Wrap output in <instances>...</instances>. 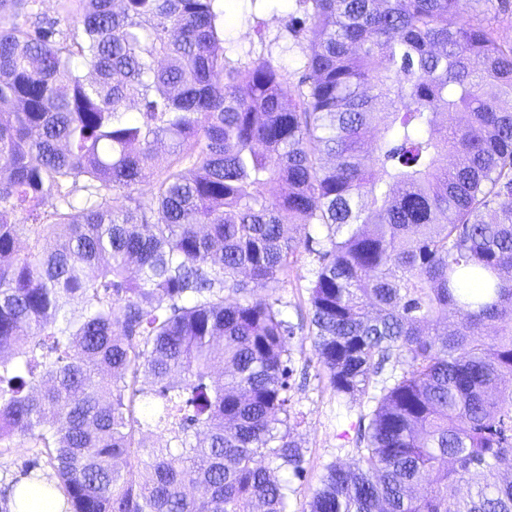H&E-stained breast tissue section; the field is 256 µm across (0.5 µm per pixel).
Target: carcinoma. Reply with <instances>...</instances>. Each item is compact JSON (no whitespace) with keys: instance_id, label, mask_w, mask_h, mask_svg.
<instances>
[{"instance_id":"carcinoma-1","label":"carcinoma","mask_w":512,"mask_h":512,"mask_svg":"<svg viewBox=\"0 0 512 512\" xmlns=\"http://www.w3.org/2000/svg\"><path fill=\"white\" fill-rule=\"evenodd\" d=\"M295 2L290 92L220 0H0V446L73 512H288L301 247L373 403L308 512H512V0ZM300 256L296 265L288 273V278L284 283H281L278 290L283 302H288L287 313L288 317L297 322L298 315L302 314L307 316L309 312L308 293L305 288L308 276V270L312 266L314 255L310 254L305 248H300Z\"/></svg>"}]
</instances>
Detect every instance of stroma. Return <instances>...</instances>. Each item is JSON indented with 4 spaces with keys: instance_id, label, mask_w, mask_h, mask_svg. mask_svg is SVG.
<instances>
[{
    "instance_id": "obj_1",
    "label": "stroma",
    "mask_w": 512,
    "mask_h": 512,
    "mask_svg": "<svg viewBox=\"0 0 512 512\" xmlns=\"http://www.w3.org/2000/svg\"><path fill=\"white\" fill-rule=\"evenodd\" d=\"M225 9L224 37L236 55L265 58L285 69H295L297 56L285 37V25L294 11V0H227ZM312 262V254L301 251L296 265L278 290L288 304L290 319L309 312L306 277ZM289 347L294 361L290 394L296 419L291 426V436L305 448L307 468L305 479L292 483L294 492L289 512H302L320 485L325 465L333 461L351 463L360 403L355 400L346 406L340 404L323 374L308 332L297 333ZM37 456V449L18 444L0 447V503L7 500L11 487L24 479L28 462L38 461Z\"/></svg>"
}]
</instances>
